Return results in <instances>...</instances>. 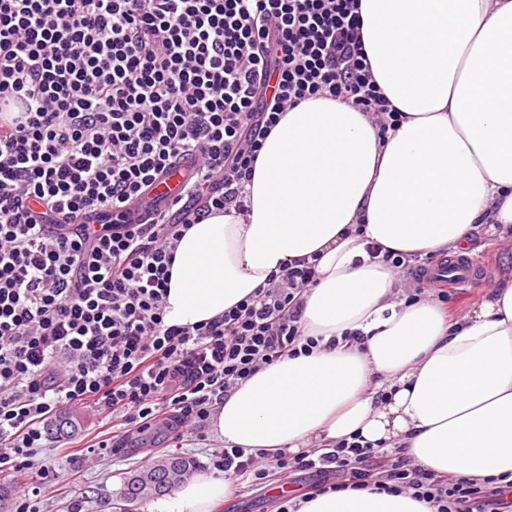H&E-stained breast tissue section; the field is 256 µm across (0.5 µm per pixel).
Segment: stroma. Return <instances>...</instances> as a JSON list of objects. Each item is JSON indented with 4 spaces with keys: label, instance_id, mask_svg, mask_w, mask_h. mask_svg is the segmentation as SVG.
Here are the masks:
<instances>
[{
    "label": "stroma",
    "instance_id": "obj_1",
    "mask_svg": "<svg viewBox=\"0 0 512 512\" xmlns=\"http://www.w3.org/2000/svg\"><path fill=\"white\" fill-rule=\"evenodd\" d=\"M467 252L487 265L492 278L475 288L449 290L443 308L453 317L463 315L495 288L512 281V227L506 225L493 235L472 239ZM76 420L79 430L69 443L38 451V460L52 465L56 471L55 478L41 489L40 512H66L74 501L81 502L83 512H122L124 503L120 491L125 476L165 454L181 453L192 457L200 472L213 468L211 455L218 447L214 437L198 441L191 435L180 437L171 432L147 437L134 447L94 458L87 451L88 445L111 438L112 426L83 413L77 414ZM284 483V478L277 474L261 486L253 485L248 479L241 480L230 496L211 506L210 512H278V491Z\"/></svg>",
    "mask_w": 512,
    "mask_h": 512
}]
</instances>
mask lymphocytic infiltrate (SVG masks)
Masks as SVG:
<instances>
[{
  "label": "lymphocytic infiltrate",
  "instance_id": "lymphocytic-infiltrate-1",
  "mask_svg": "<svg viewBox=\"0 0 512 512\" xmlns=\"http://www.w3.org/2000/svg\"><path fill=\"white\" fill-rule=\"evenodd\" d=\"M361 28L358 0H0V472L30 475L16 512H37L50 470L35 456L59 411L198 434L236 385L317 349L301 326L317 280L305 260L203 323L166 325L165 301L177 243L244 213L284 112L331 98L370 113L379 137L399 127ZM182 161L174 199L129 219ZM213 464L257 485L305 474L309 498L374 486L437 512H512V482L357 442L272 458L225 447Z\"/></svg>",
  "mask_w": 512,
  "mask_h": 512
}]
</instances>
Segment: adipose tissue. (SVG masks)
Returning a JSON list of instances; mask_svg holds the SVG:
<instances>
[{
	"label": "adipose tissue",
	"mask_w": 512,
	"mask_h": 512,
	"mask_svg": "<svg viewBox=\"0 0 512 512\" xmlns=\"http://www.w3.org/2000/svg\"><path fill=\"white\" fill-rule=\"evenodd\" d=\"M374 79L402 112L379 139L370 116L310 98L263 142L250 211L192 225L177 244L166 325L209 321L292 259L316 261L305 335L338 347L286 358L233 389L214 434L246 452L330 448L360 434L420 468L512 480V283L445 319L398 298L379 246L455 253L478 225L512 224V0H359ZM367 335L364 347L344 342ZM232 491L196 474L149 512H209ZM298 512H436L411 493L328 492Z\"/></svg>",
	"instance_id": "ef3b65f1"
}]
</instances>
